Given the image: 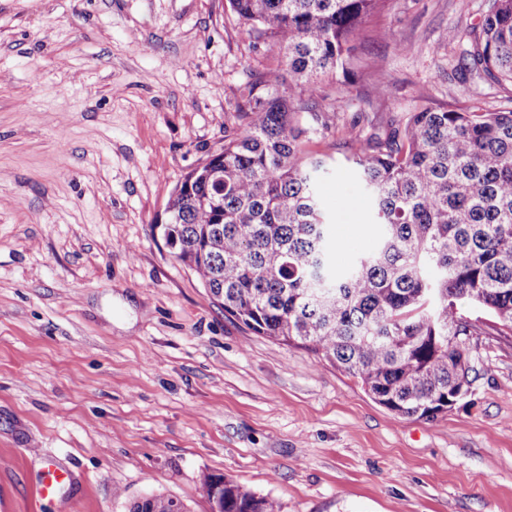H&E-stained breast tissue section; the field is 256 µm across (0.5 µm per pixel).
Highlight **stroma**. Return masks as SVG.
Returning <instances> with one entry per match:
<instances>
[{"label": "stroma", "instance_id": "obj_1", "mask_svg": "<svg viewBox=\"0 0 512 512\" xmlns=\"http://www.w3.org/2000/svg\"><path fill=\"white\" fill-rule=\"evenodd\" d=\"M487 0H387L324 87L368 136L423 104L512 108L460 83L451 29ZM225 0H0V512H210L224 475L282 512H512V335L471 343L469 392L399 417L313 352L225 315L158 225L224 146L253 73L280 63ZM385 81L378 97L371 86ZM307 150L337 268L368 254L373 201L339 135ZM74 480L53 502L44 458ZM184 505L168 496L151 495L134 501L129 512H185Z\"/></svg>", "mask_w": 512, "mask_h": 512}]
</instances>
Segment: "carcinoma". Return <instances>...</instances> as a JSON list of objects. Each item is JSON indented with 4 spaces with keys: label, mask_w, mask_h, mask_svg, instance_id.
Returning <instances> with one entry per match:
<instances>
[{
    "label": "carcinoma",
    "mask_w": 512,
    "mask_h": 512,
    "mask_svg": "<svg viewBox=\"0 0 512 512\" xmlns=\"http://www.w3.org/2000/svg\"><path fill=\"white\" fill-rule=\"evenodd\" d=\"M272 40L292 75L258 73L240 92L224 148L188 172L167 204L176 258L224 313L255 334L301 345L358 379L397 416L433 418L471 385L470 347L483 328L467 300L512 334V110L423 105L376 141L344 130L374 199L375 243L330 268L329 223L317 191L328 173L304 150L332 129L321 77L346 70L384 0H227ZM464 43L460 78L512 84V0H490ZM129 512H185L168 496ZM222 512H282L224 479Z\"/></svg>",
    "instance_id": "carcinoma-1"
}]
</instances>
